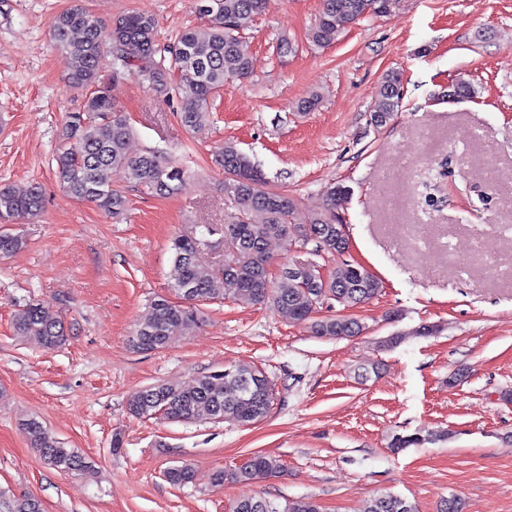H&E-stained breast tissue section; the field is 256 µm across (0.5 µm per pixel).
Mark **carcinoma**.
Masks as SVG:
<instances>
[{
  "instance_id": "1",
  "label": "carcinoma",
  "mask_w": 512,
  "mask_h": 512,
  "mask_svg": "<svg viewBox=\"0 0 512 512\" xmlns=\"http://www.w3.org/2000/svg\"><path fill=\"white\" fill-rule=\"evenodd\" d=\"M267 0H196V11L208 19L202 26L181 31L168 45L157 39V21L145 13L128 12L105 24L83 8L68 9L57 15L52 36L61 50L70 87L87 90L93 101L85 111L73 112L59 133L60 145L54 155L59 181L73 199L88 202L108 215L127 209V198L112 187V174L119 171L126 179L150 194L166 197L175 194L183 181L184 170L160 150L149 149L139 155L128 150L133 128L117 107L111 86H101L104 61L136 73L158 95L180 102L178 117L188 131L197 129L209 115L214 99L224 90L230 76L246 78L251 59L241 40L240 30L247 20L266 9ZM396 0H322V9L310 33L311 42L326 47L336 42L346 25L368 16L381 17L392 11ZM402 75L392 71L383 77L370 112L376 130L387 127L399 111L402 97L394 87ZM215 162L224 171V200L231 212L227 222L206 228L224 242V261L215 266L203 258L208 241L194 236L176 235L169 245L178 276L171 288L172 297L184 300L175 304L171 297L159 296L149 304L135 329V344L141 351L166 348L172 337L186 336L202 321L199 306L224 299V286L232 287L235 301L245 305H269L280 314L301 323L308 322L318 336L355 337L363 327L341 314H320L325 299L355 307L381 292L379 278L358 263L341 261L322 277L315 265L298 274L288 272L295 258L282 263L277 278L269 275L272 260L267 244L273 238L299 245L315 239L323 254L334 257L349 247L339 237L338 222L342 205L351 195L349 186L333 185L325 208L306 224L294 223L296 202L286 191L271 187L264 174L237 144L224 143ZM43 196L37 186L23 192L0 188V256L9 255L24 245L23 238L8 226L37 216ZM17 334L32 336L48 349L60 346L66 337L64 325L46 314L44 306L29 303L13 316ZM275 400L271 381L259 369L229 366L200 373L190 386L155 383L128 400L129 413L136 418L157 414L174 422L221 420L241 426L252 425L267 416ZM32 447L38 449L48 466L62 472L85 471L88 462L73 448H65L37 420L27 423ZM429 436L420 432L398 435L391 447L421 446ZM279 459L254 454L227 475L214 473L217 483L230 477L239 484L251 485L280 472ZM0 512H43L42 504L30 494L0 499ZM231 512H321L311 497L279 501L256 494H244L231 506ZM364 512H417L409 501L391 493L371 498Z\"/></svg>"
}]
</instances>
